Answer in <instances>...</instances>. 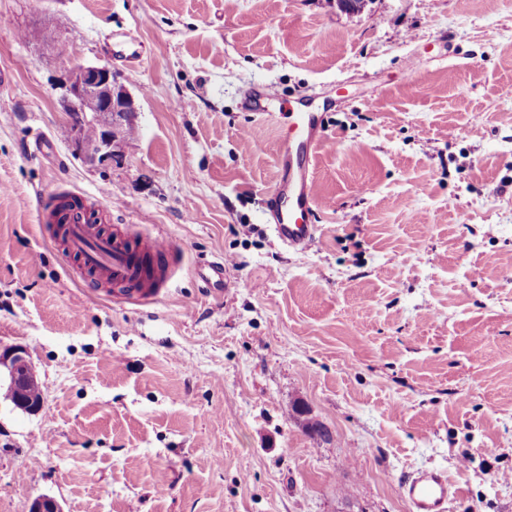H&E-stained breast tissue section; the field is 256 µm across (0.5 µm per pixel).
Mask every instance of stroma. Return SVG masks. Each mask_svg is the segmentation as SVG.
<instances>
[{
	"label": "stroma",
	"mask_w": 512,
	"mask_h": 512,
	"mask_svg": "<svg viewBox=\"0 0 512 512\" xmlns=\"http://www.w3.org/2000/svg\"><path fill=\"white\" fill-rule=\"evenodd\" d=\"M74 62L135 102L103 165L52 89ZM0 71V349L44 399H0V512H410L428 467L448 512H512V0H0ZM298 104L330 140L304 251L262 215ZM66 191L169 238L158 298L65 253ZM5 369L9 391L16 394L15 408L34 414L42 410L44 401L34 403L26 395L30 381L38 383L33 362L26 349L15 346L0 351V382ZM411 512H446L457 490L440 468H424L409 474L401 485Z\"/></svg>",
	"instance_id": "stroma-1"
}]
</instances>
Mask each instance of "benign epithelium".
<instances>
[{"label": "benign epithelium", "instance_id": "obj_1", "mask_svg": "<svg viewBox=\"0 0 512 512\" xmlns=\"http://www.w3.org/2000/svg\"><path fill=\"white\" fill-rule=\"evenodd\" d=\"M55 89L80 152L90 162L112 160L120 148L121 129L136 111L133 98L117 83L112 68L107 64L76 62L56 81ZM90 125L96 128L93 137L86 134ZM2 369L8 389L16 394L15 408L30 414L41 411L44 401L35 403L27 396L29 383L37 380V375L26 349L15 346L1 350ZM29 512H62V509L54 498L42 495L31 503Z\"/></svg>", "mask_w": 512, "mask_h": 512}]
</instances>
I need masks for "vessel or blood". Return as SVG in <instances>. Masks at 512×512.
I'll return each mask as SVG.
<instances>
[{
	"label": "vessel or blood",
	"mask_w": 512,
	"mask_h": 512,
	"mask_svg": "<svg viewBox=\"0 0 512 512\" xmlns=\"http://www.w3.org/2000/svg\"><path fill=\"white\" fill-rule=\"evenodd\" d=\"M327 142L318 113H296L285 136L275 191L268 199L276 238L295 249H306L318 231L311 220L316 190L308 163L311 154ZM60 216L70 253L97 280L141 301L156 298L167 287L172 277L168 268H156L149 278L138 275L136 269L139 254L162 257L171 254L172 246L166 237L153 236L139 241L123 238L105 231L95 209L84 206L66 208ZM401 491L411 512H447L449 500L457 494L447 472L440 468L414 471L403 480Z\"/></svg>",
	"instance_id": "obj_1"
}]
</instances>
